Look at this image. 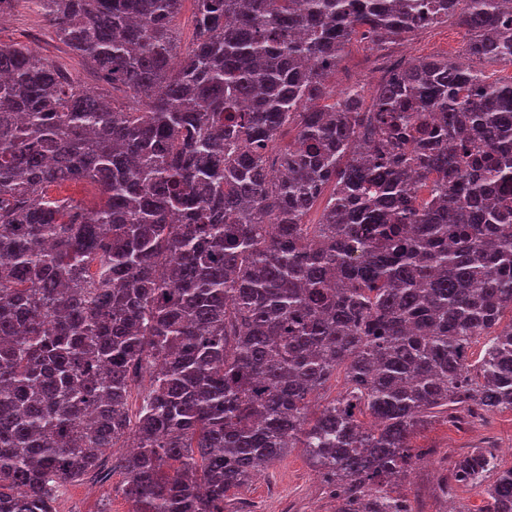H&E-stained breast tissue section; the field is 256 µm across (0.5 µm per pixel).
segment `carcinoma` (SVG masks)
<instances>
[{"mask_svg": "<svg viewBox=\"0 0 512 512\" xmlns=\"http://www.w3.org/2000/svg\"><path fill=\"white\" fill-rule=\"evenodd\" d=\"M32 2L102 85L0 43V512L117 470L132 512H224L289 448L337 512H415L417 431L512 411V80L329 78L450 18L511 65L512 0H193L186 45L183 0ZM492 473L512 512L481 450L448 497ZM374 55H377V53L365 49L363 44L353 42L347 54L339 62L336 75L330 77V85L339 92L348 85L359 82L367 89L372 88L373 90L377 82L373 86L368 85L366 69L368 68L378 78L381 73L385 74L386 68L390 64L385 56L372 57ZM370 57H372V62L366 67V60Z\"/></svg>", "mask_w": 512, "mask_h": 512, "instance_id": "obj_1", "label": "carcinoma"}]
</instances>
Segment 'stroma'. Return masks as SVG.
<instances>
[{
  "label": "stroma",
  "mask_w": 512,
  "mask_h": 512,
  "mask_svg": "<svg viewBox=\"0 0 512 512\" xmlns=\"http://www.w3.org/2000/svg\"><path fill=\"white\" fill-rule=\"evenodd\" d=\"M466 31L456 21L427 27L391 46L394 57L411 62L429 56L464 59ZM0 42H21L39 48L51 61L65 64L89 87L97 80L85 63L54 41L47 22L32 0L10 12L0 25ZM466 59V58H465ZM423 462L401 479L399 491L417 512H485L487 499L481 488L460 489L455 499L440 491L449 463L474 449L495 453L502 467L512 466V411L490 413L459 424L437 420L413 438ZM124 477L114 473L103 484L83 480L68 484L56 502L58 512H130L131 502L122 492ZM336 512V501L302 449L292 448L247 488L224 501V512Z\"/></svg>",
  "instance_id": "stroma-1"
}]
</instances>
